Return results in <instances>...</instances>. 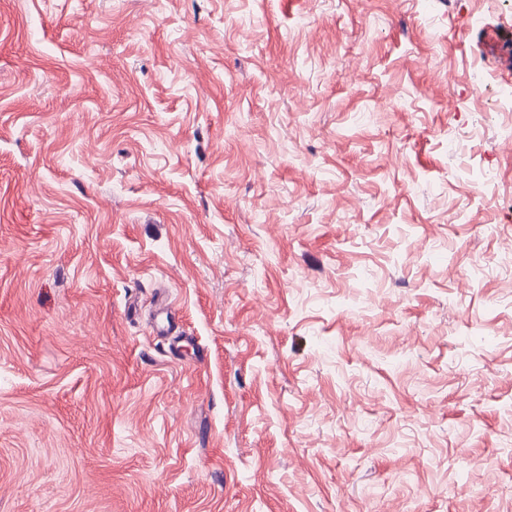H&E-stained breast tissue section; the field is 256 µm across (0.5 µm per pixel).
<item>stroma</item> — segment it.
I'll return each instance as SVG.
<instances>
[{
	"mask_svg": "<svg viewBox=\"0 0 512 512\" xmlns=\"http://www.w3.org/2000/svg\"><path fill=\"white\" fill-rule=\"evenodd\" d=\"M512 0H0V512H512Z\"/></svg>",
	"mask_w": 512,
	"mask_h": 512,
	"instance_id": "obj_1",
	"label": "stroma"
}]
</instances>
